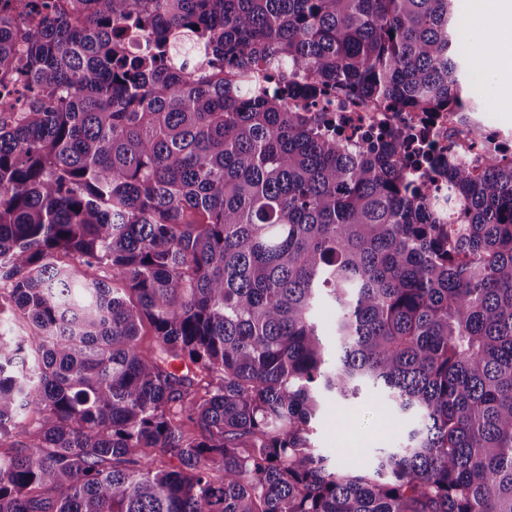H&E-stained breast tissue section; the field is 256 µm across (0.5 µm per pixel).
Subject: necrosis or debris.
I'll return each mask as SVG.
<instances>
[{
  "label": "necrosis or debris",
  "instance_id": "obj_1",
  "mask_svg": "<svg viewBox=\"0 0 512 512\" xmlns=\"http://www.w3.org/2000/svg\"><path fill=\"white\" fill-rule=\"evenodd\" d=\"M308 111L335 117L337 133L356 152L366 148L365 133L388 129L423 132L444 160L468 165L476 178L485 176L489 161H512V130L491 123L483 112H391L383 102L341 93L320 96Z\"/></svg>",
  "mask_w": 512,
  "mask_h": 512
}]
</instances>
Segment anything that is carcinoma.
I'll list each match as a JSON object with an SVG mask.
<instances>
[{
  "instance_id": "1",
  "label": "carcinoma",
  "mask_w": 512,
  "mask_h": 512,
  "mask_svg": "<svg viewBox=\"0 0 512 512\" xmlns=\"http://www.w3.org/2000/svg\"><path fill=\"white\" fill-rule=\"evenodd\" d=\"M453 2L19 0L34 30L0 12V74L27 88L0 100L20 108L0 279L24 332L0 333V512H512V165L448 167L453 228L407 184L430 151L353 154L288 107L465 109L480 53L459 55ZM226 63L311 82L240 90ZM365 389L414 426L332 465L321 395Z\"/></svg>"
}]
</instances>
